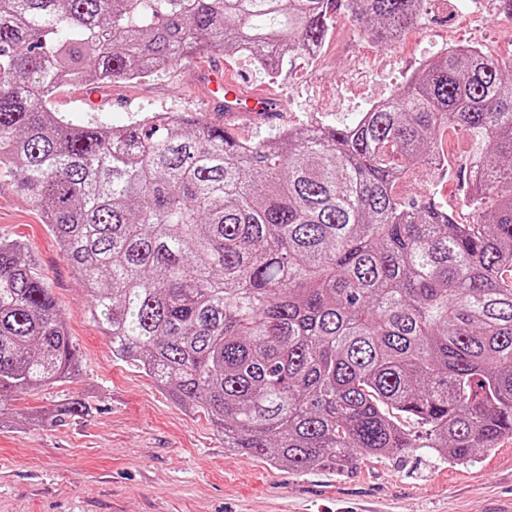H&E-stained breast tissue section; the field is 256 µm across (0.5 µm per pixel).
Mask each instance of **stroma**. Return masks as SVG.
<instances>
[{
  "instance_id": "35a3bbf8",
  "label": "stroma",
  "mask_w": 512,
  "mask_h": 512,
  "mask_svg": "<svg viewBox=\"0 0 512 512\" xmlns=\"http://www.w3.org/2000/svg\"><path fill=\"white\" fill-rule=\"evenodd\" d=\"M456 2L447 0L438 18L411 28L398 46L377 47L364 74L354 66L369 41L342 10L318 56L295 57L276 75L247 56L222 54L232 73L288 105L283 121L237 119L235 135L253 142L314 115L328 126L348 122L363 99L395 95L444 37L512 59V19L500 15L497 0H471L462 10ZM211 61L196 57L149 78L104 85L97 110L117 125L155 112L223 124L197 82ZM447 148V184L435 195L457 223L470 224L474 213L457 186L465 137L452 134ZM18 181L15 170L0 168V238L27 245L66 317L82 376L0 405V512H502L512 504V438L464 465L421 449L364 458L346 471L333 464L291 471L225 447L203 414L179 407L115 358L89 314L86 289ZM70 397L87 400L90 415L61 425L33 421Z\"/></svg>"
}]
</instances>
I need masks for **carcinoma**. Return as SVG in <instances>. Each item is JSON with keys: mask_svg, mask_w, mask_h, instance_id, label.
I'll return each instance as SVG.
<instances>
[{"mask_svg": "<svg viewBox=\"0 0 512 512\" xmlns=\"http://www.w3.org/2000/svg\"><path fill=\"white\" fill-rule=\"evenodd\" d=\"M338 1L381 46L427 17L424 0H0V165L113 355L226 447L296 471L415 448L467 463L512 437V63L450 48L348 124L247 145L186 115L48 107L213 51L279 70L321 46ZM449 127L471 224L395 193ZM80 365L35 260L0 241V398Z\"/></svg>", "mask_w": 512, "mask_h": 512, "instance_id": "carcinoma-1", "label": "carcinoma"}]
</instances>
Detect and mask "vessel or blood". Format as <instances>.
<instances>
[{"label":"vessel or blood","mask_w":512,"mask_h":512,"mask_svg":"<svg viewBox=\"0 0 512 512\" xmlns=\"http://www.w3.org/2000/svg\"><path fill=\"white\" fill-rule=\"evenodd\" d=\"M198 80L211 111L232 119L248 112L256 117H275L284 111L282 99L260 90H250L229 76L223 65L215 64L202 71Z\"/></svg>","instance_id":"obj_1"}]
</instances>
